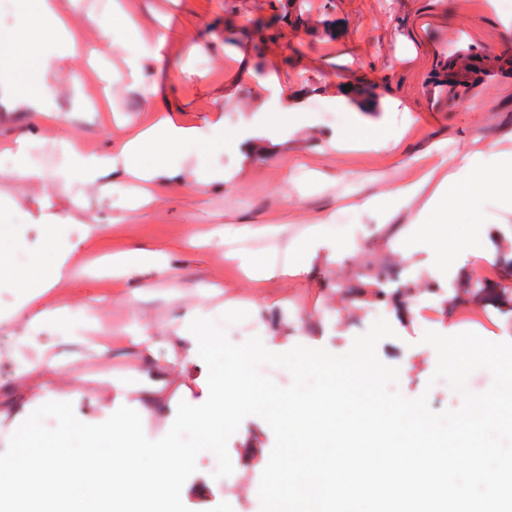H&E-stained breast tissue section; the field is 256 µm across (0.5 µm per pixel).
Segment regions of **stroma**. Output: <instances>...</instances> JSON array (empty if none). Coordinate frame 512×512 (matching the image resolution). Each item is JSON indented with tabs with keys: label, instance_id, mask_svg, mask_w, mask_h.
Returning a JSON list of instances; mask_svg holds the SVG:
<instances>
[{
	"label": "stroma",
	"instance_id": "1",
	"mask_svg": "<svg viewBox=\"0 0 512 512\" xmlns=\"http://www.w3.org/2000/svg\"><path fill=\"white\" fill-rule=\"evenodd\" d=\"M55 3L87 42L97 38L87 14L111 25L114 45L103 66L114 80L103 85L87 60L66 59L44 76L45 104L58 123L0 105V161L10 162L25 138L49 174L33 182L0 173V254L9 261L0 271V451L50 401L71 403L86 424L102 423L124 405L139 413L148 439L162 438L180 402L205 401L207 378L180 334L190 310L217 320L255 302L259 317L226 325L231 342L256 336L275 353L302 345L346 354L360 331H336L338 284L362 289L355 314L372 325L376 276L398 260L409 266L400 288L444 289L443 305L393 322L399 351L378 357L398 368L405 397L427 395L436 411L458 408L460 394L434 379L437 354L422 338L428 331L473 332L506 341L512 287L488 304L474 280L481 263L512 260V213L500 203L512 191L487 200L476 219L449 202L448 221L436 225L432 239L412 233L422 199L387 220L362 203L428 170L448 176L466 154L512 149V68L494 69L468 88L437 79L460 47L512 59V0H127L145 29L176 45L170 58L144 55L134 67L125 19L107 0ZM259 21L268 24L260 35ZM343 81L373 84V108L338 98ZM156 99L170 105L176 125L197 132L164 187L148 190L118 170L94 181L73 178L69 192L61 191L58 177L68 167L62 140L118 153L126 135L157 120ZM397 101L407 113L394 109ZM243 127L257 134V147L219 145V134ZM356 134L367 143L341 151L330 144ZM204 166L223 171V180L198 184ZM318 221L329 225L331 241L305 256L301 275L254 282L230 257L242 251L283 265L293 242ZM231 224L260 232L225 236ZM402 231L412 234L409 246L393 249L390 241ZM61 241L73 248L69 276L21 307L15 276L34 260L51 262ZM134 249L161 253L163 267L128 275L106 269L104 256ZM292 299L317 312L315 328L297 322ZM63 306L80 312L71 330L34 322L36 311ZM463 306L484 307L485 321L457 322ZM76 334L87 345L74 344ZM415 355L426 361L411 374L407 362ZM50 364L57 373L49 378ZM142 373L162 387L140 390ZM116 379L132 386L121 403ZM274 442L269 425L250 416L229 439L228 453L234 459L252 448L266 459ZM196 466L181 492L190 512H261L258 495L240 497L237 480L215 478L212 452H201Z\"/></svg>",
	"mask_w": 512,
	"mask_h": 512
}]
</instances>
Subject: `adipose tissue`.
I'll use <instances>...</instances> for the list:
<instances>
[{
    "mask_svg": "<svg viewBox=\"0 0 512 512\" xmlns=\"http://www.w3.org/2000/svg\"><path fill=\"white\" fill-rule=\"evenodd\" d=\"M35 9L30 17L25 38H18L9 29L0 28V89L11 96L20 97L30 111L39 114L44 122L55 121L56 116L42 104L47 90L44 75L57 65L59 58L50 56L44 48L47 30L63 35L61 58H77L88 55L95 58L106 56L112 48V29L98 17L88 16L87 22L96 27L98 39L87 44L77 31L66 30L51 0H33ZM154 111L163 115L162 120L145 132L125 142L121 156L127 173L148 180L163 181L166 174L181 155L183 145L195 132L175 125L165 118V104L157 102ZM68 168L86 179H95L113 171L115 162L111 156L86 151L81 145L67 141L63 144ZM512 185V151L493 154L474 153L462 158L454 172L444 178L420 209L416 221L432 223L435 215L443 213L448 197H456L460 206L476 211L485 199L500 192L504 185ZM71 250L58 247L52 263L34 261L28 270L16 278V286L23 301L29 302L44 293L52 284L69 272Z\"/></svg>",
    "mask_w": 512,
    "mask_h": 512,
    "instance_id": "1",
    "label": "adipose tissue"
}]
</instances>
